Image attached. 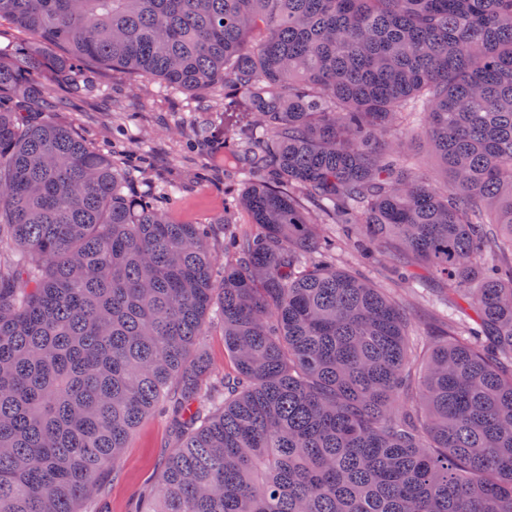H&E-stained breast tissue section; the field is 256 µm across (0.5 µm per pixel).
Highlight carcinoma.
Returning a JSON list of instances; mask_svg holds the SVG:
<instances>
[{
    "instance_id": "obj_1",
    "label": "carcinoma",
    "mask_w": 512,
    "mask_h": 512,
    "mask_svg": "<svg viewBox=\"0 0 512 512\" xmlns=\"http://www.w3.org/2000/svg\"><path fill=\"white\" fill-rule=\"evenodd\" d=\"M0 512H78L148 414L178 445L139 512H512V0H0ZM258 113L249 186L178 224L57 124L83 65ZM22 112H40L39 120ZM423 120L419 170L398 130ZM322 224L453 312L414 343ZM208 317L236 367L216 382Z\"/></svg>"
}]
</instances>
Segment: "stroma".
I'll list each match as a JSON object with an SVG mask.
<instances>
[{
	"label": "stroma",
	"mask_w": 512,
	"mask_h": 512,
	"mask_svg": "<svg viewBox=\"0 0 512 512\" xmlns=\"http://www.w3.org/2000/svg\"><path fill=\"white\" fill-rule=\"evenodd\" d=\"M92 91L69 99L66 88L54 84L55 112L60 125L71 128L88 143L114 140L123 155L149 156L138 187L162 191L174 186L176 198L168 210L173 219L205 221L224 214V188L241 190L247 176L241 169L225 170L224 136L236 135V126L224 123V104L211 101L199 111L192 95L165 91L156 79L133 80L118 69H89ZM400 299L408 308L413 330L424 343L434 341V313L443 302L404 288ZM178 441L168 420L157 413L146 417L114 469L105 471L96 497L80 505L81 512H130L133 503L147 497L166 456Z\"/></svg>",
	"instance_id": "35a3bbf8"
}]
</instances>
